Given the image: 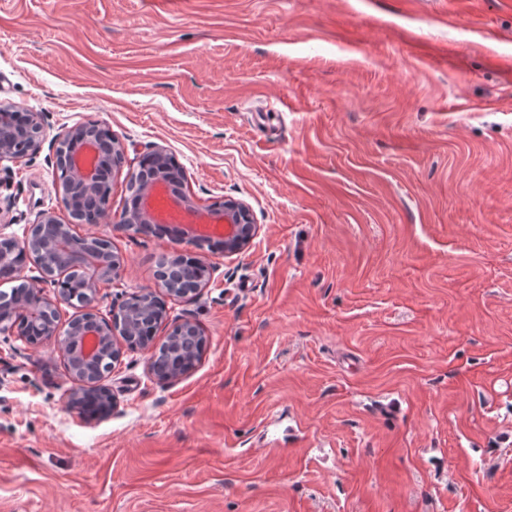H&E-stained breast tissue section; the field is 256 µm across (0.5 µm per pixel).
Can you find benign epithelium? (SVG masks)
<instances>
[{"mask_svg": "<svg viewBox=\"0 0 512 512\" xmlns=\"http://www.w3.org/2000/svg\"><path fill=\"white\" fill-rule=\"evenodd\" d=\"M2 108L0 104V163L34 158L44 141L41 113L4 112ZM103 129L101 123L87 121L56 138L54 186L67 219L42 211L27 225L22 242L0 237V286L20 280L26 259L38 272L26 283L28 296L0 300V334L23 337L20 325L29 323L41 336L39 344L53 345L74 383L68 405L90 425L109 418L118 406L112 390L103 384L106 373L96 372V364L108 355L117 363L131 330L147 324L155 333L168 320L167 308L151 315L142 306L160 305L165 296L191 300L203 288L201 284L190 291L181 288L179 256H165L155 287L120 295L112 301L109 316L100 315L96 304L99 285L120 279L124 264L102 236L98 240L103 249L89 255L91 237L77 234L75 228L78 224H98L108 215L112 196L108 186L114 177L123 173L133 184L123 215L125 229L134 233L160 229L197 248L217 238L224 244V255L233 256L242 253L260 230L249 205L240 199L226 198L200 206L184 191V170L180 168L172 175L167 172L165 162L171 155L164 147L156 146L143 154L156 162L152 177L137 176L136 168L123 171L126 147L114 136H102ZM48 286L54 288L51 296L44 293ZM64 306L78 310L67 322L61 318ZM201 336L199 326L189 320L167 331V337L183 352L192 350ZM159 347L152 338L138 350L150 353V374L163 385H173L186 372L179 368L159 371L155 365Z\"/></svg>", "mask_w": 512, "mask_h": 512, "instance_id": "benign-epithelium-1", "label": "benign epithelium"}]
</instances>
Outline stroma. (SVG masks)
Segmentation results:
<instances>
[{
    "label": "stroma",
    "mask_w": 512,
    "mask_h": 512,
    "mask_svg": "<svg viewBox=\"0 0 512 512\" xmlns=\"http://www.w3.org/2000/svg\"><path fill=\"white\" fill-rule=\"evenodd\" d=\"M42 113L0 235L60 209L61 130L97 120L245 201L243 253L170 321L165 386L126 351L88 425L58 353L0 334V512H512V0H0V104ZM83 224L155 284L195 247ZM168 340L177 343L180 351L189 352L193 348V343L199 337H203V333L199 326L190 320H184L181 323L173 324L167 331Z\"/></svg>",
    "instance_id": "stroma-1"
}]
</instances>
